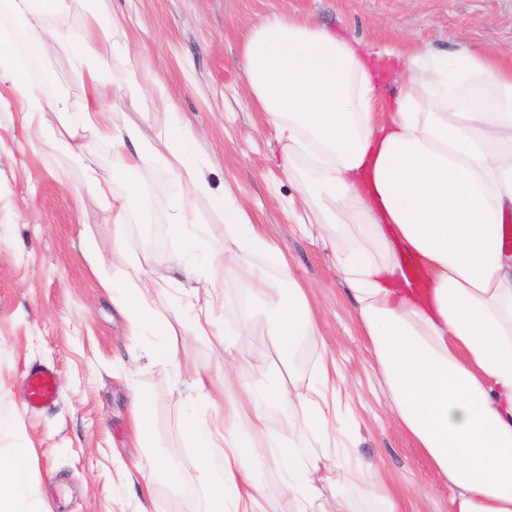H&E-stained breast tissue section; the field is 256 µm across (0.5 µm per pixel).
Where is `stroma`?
<instances>
[{"label":"stroma","instance_id":"35a3bbf8","mask_svg":"<svg viewBox=\"0 0 512 512\" xmlns=\"http://www.w3.org/2000/svg\"><path fill=\"white\" fill-rule=\"evenodd\" d=\"M279 11L373 49L449 55L467 45L512 55V0H78L46 23L89 30L112 45L114 92L103 112L119 127L138 118L121 91L130 64L120 50L123 20L137 22L145 47L139 67L145 78H161L170 108L191 120L206 178L229 188L264 225L311 291L320 334L304 342L303 360L290 370L304 389L322 355L336 358L343 379L330 451L350 448L378 464L393 487L410 494L413 512H448V488L395 423L347 287L318 229L299 225L297 178L282 169L275 129L251 102L239 64L243 36L261 16ZM33 62L51 95L69 107L79 101L82 77L67 49L48 44ZM38 121L1 81L0 448L29 449L36 512H209L206 471L183 420L192 410L210 420L225 398H243L245 380L237 376L227 390L198 395L174 366L149 359L164 339L149 330L130 335L100 281L132 264L147 279L162 269L167 284L155 293L154 309L169 323L179 361L214 378L223 376L224 358L209 337L193 333L190 293H218L216 324L241 331L240 355L267 361L277 375L283 367L268 334L271 301L238 266L224 265L233 243L209 199L194 198L193 207L209 228L196 252L220 265L212 280L204 270L190 274L161 263L186 246L168 222L178 188L167 168L143 162L118 169L110 149L96 143L78 161L39 141ZM90 166L113 194L134 184L150 204L149 220L130 215L123 249L113 245L99 198L84 187ZM35 365L51 368L58 387L54 402L37 409L28 407L24 385ZM136 392L146 397L152 420L140 448L130 428ZM149 459L161 460L163 469L145 468Z\"/></svg>","mask_w":512,"mask_h":512}]
</instances>
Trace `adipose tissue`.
<instances>
[{
  "label": "adipose tissue",
  "mask_w": 512,
  "mask_h": 512,
  "mask_svg": "<svg viewBox=\"0 0 512 512\" xmlns=\"http://www.w3.org/2000/svg\"><path fill=\"white\" fill-rule=\"evenodd\" d=\"M67 0H0V15L21 30L26 49L16 53L0 38V80L10 82L31 113L55 112L58 128L44 136L56 149L82 157L102 142L119 164L145 161L166 166L180 188L171 204L177 234L196 241L206 234L190 204L208 197L224 213L237 264L271 297L269 334L282 362L316 335L308 289L279 258V278L252 263L272 251L261 225L226 190L214 189L183 118L166 109L163 85L146 95L137 71L126 90L140 122L116 128L100 121L108 95L112 48L65 28H49L46 16ZM71 45L84 78L77 108L52 103L43 80L28 76V59L46 41ZM352 39L285 13L261 17L248 28L240 60L252 100L266 112L281 145V166L297 158L306 171L299 182L308 224L318 225L358 312L387 387L398 425L448 487V512H512V248L505 242L512 220V58L464 47L446 60H404L408 76L393 97ZM487 84L478 106L451 94L450 86ZM85 187L105 205L113 229L127 224L138 195L122 197L88 172ZM152 285L139 274L102 280L126 314L132 331L168 333L154 313ZM297 404L301 423L284 420L274 460L243 444L240 429L261 438L267 408ZM333 408L322 390L247 388L245 403L224 405V440L196 416L187 435L210 481L212 512H255L268 463L287 472L288 512H324L321 485L340 477L360 487L377 512H408L369 462L357 465L325 452L299 455L304 434L326 439ZM27 451L0 449V512H28Z\"/></svg>",
  "instance_id": "1"
}]
</instances>
